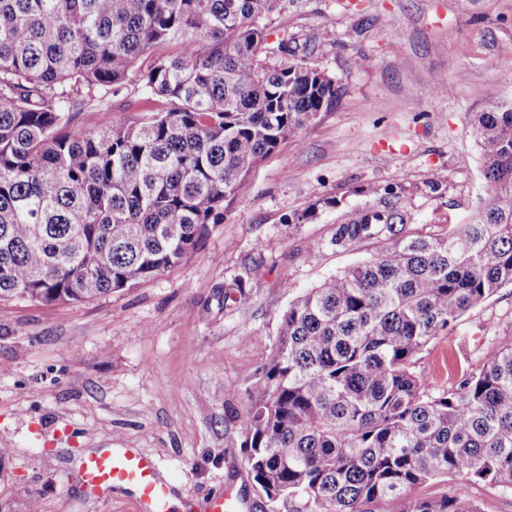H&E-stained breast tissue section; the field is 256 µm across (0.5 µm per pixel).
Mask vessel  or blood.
<instances>
[{
	"instance_id": "obj_1",
	"label": "vessel or blood",
	"mask_w": 512,
	"mask_h": 512,
	"mask_svg": "<svg viewBox=\"0 0 512 512\" xmlns=\"http://www.w3.org/2000/svg\"><path fill=\"white\" fill-rule=\"evenodd\" d=\"M81 476L87 492L124 488L135 497L138 512H171L170 485L160 477L157 463L138 449L111 448L88 455Z\"/></svg>"
}]
</instances>
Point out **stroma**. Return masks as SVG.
I'll use <instances>...</instances> for the list:
<instances>
[{
    "label": "stroma",
    "mask_w": 512,
    "mask_h": 512,
    "mask_svg": "<svg viewBox=\"0 0 512 512\" xmlns=\"http://www.w3.org/2000/svg\"><path fill=\"white\" fill-rule=\"evenodd\" d=\"M271 26L335 79L336 103L256 164L196 252L90 301H0V512H136L126 489L85 492L81 461L104 448L157 461L189 512L221 491L242 512H288L253 489L245 388L289 302L376 253L332 248L337 224L395 184L421 235L472 222L488 200L473 117L512 102V0H277ZM240 277L246 305L233 301ZM491 338L512 341L510 286L416 370L447 385L480 369L474 350Z\"/></svg>",
    "instance_id": "1"
}]
</instances>
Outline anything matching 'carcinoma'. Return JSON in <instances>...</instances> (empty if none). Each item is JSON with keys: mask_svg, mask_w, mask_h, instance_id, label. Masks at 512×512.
<instances>
[{"mask_svg": "<svg viewBox=\"0 0 512 512\" xmlns=\"http://www.w3.org/2000/svg\"><path fill=\"white\" fill-rule=\"evenodd\" d=\"M276 0H0V300L81 302L198 248L254 165L336 102ZM125 95L143 115L91 130ZM491 197L474 224L415 235L391 200L336 225L369 259L291 300L246 387L254 489L288 512H479L439 478L512 491V343L434 387L439 332L512 286V102L474 114Z\"/></svg>", "mask_w": 512, "mask_h": 512, "instance_id": "cac0c4a2", "label": "carcinoma"}]
</instances>
